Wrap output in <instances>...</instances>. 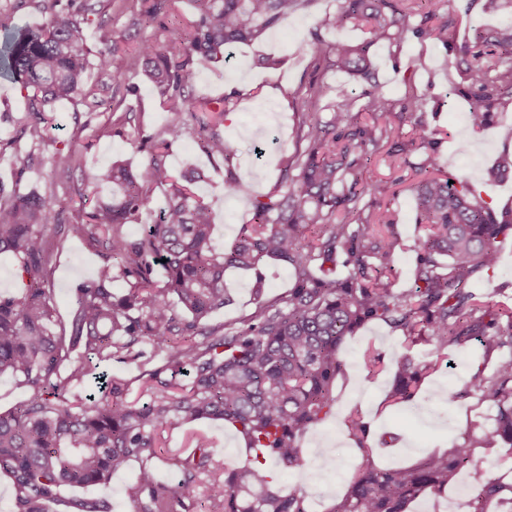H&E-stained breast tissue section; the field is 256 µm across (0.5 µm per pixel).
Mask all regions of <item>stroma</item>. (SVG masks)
Listing matches in <instances>:
<instances>
[{
    "label": "stroma",
    "instance_id": "obj_1",
    "mask_svg": "<svg viewBox=\"0 0 512 512\" xmlns=\"http://www.w3.org/2000/svg\"><path fill=\"white\" fill-rule=\"evenodd\" d=\"M343 0H302L299 7L279 27L269 31L262 42L238 44L230 59H213L196 65L189 91L194 101L225 98L230 108L218 131L234 150L231 166L207 157L200 147L194 126H187L172 143L167 163L174 171L187 168L204 170L206 177L197 192L214 213L213 245L217 251L229 250L240 225L250 223L252 198L273 192L280 182L296 187L299 163L305 144L299 138V116L303 97L313 87L325 86L322 118L344 104L345 96H358L365 83L345 73L314 70L312 49L321 41L363 42L364 29L347 26L329 29L325 20L334 16ZM131 0L124 12L106 17L90 16L84 25L87 43L96 40L99 21L113 28L130 30L123 44L132 51L137 41L156 35L155 27H132V13L138 10ZM422 12L423 33L413 34L402 46L386 42L370 49L375 79L386 97L403 106L411 96L422 100L418 112L390 114L385 121L391 127L389 139L383 140L361 168L364 180L374 183L375 193L360 196L350 208L354 217L373 224L391 225L398 240L392 280L394 291L414 288L416 247L425 233L416 222L415 187L424 175L419 164L424 153L436 151L442 173L461 176L481 193L496 216L512 212V174L494 180L490 171L503 158H512V101L505 99L492 109L491 120L482 130H474L466 116L469 100L457 89L461 84L460 61L473 44L475 25L495 26L503 15L485 12L483 0H425ZM446 18L452 40L442 45L428 36L433 16ZM278 57L279 65H261L262 57ZM134 94L124 97L119 109L128 120L120 128L112 126L111 110L86 112L69 102L55 103L46 115L44 135L35 143L21 137L20 131L32 118L27 98L19 85L0 81V192L25 194L53 189L60 200L55 215L59 224H80L85 220L84 200L90 195L96 178L114 161L139 166L148 157L152 143L164 139L166 114L153 83L142 72L130 77ZM426 126V136H419L416 122ZM75 149L82 165L70 176L53 177L46 160L55 150ZM397 151L398 167H388V151ZM234 173L248 183L250 192L240 197L224 193V178ZM499 261L474 282L488 299L512 306V231L499 236L495 243ZM102 258L76 238L63 241L54 260L55 303L61 322H68L72 309V290L79 282L93 277ZM253 272L229 269L224 273L228 300L220 312L221 321L231 327L250 315L255 307ZM380 359V369L369 374L365 355ZM419 361L435 362L425 373L412 400L387 403L394 378L395 364L403 355ZM344 362L333 387L336 403L324 422L302 439L308 455L305 471L277 474L276 485L283 490L300 489L306 495L308 512H331L344 496L349 478L361 461L356 440L349 434L345 419L358 411L367 426V443L374 450L380 467L410 466L429 453L444 451L463 442L471 425L489 431L495 426L497 409L479 397L463 394L465 382L478 367L470 347H452L447 357L435 360L425 343L410 346L401 330L379 320L360 326L346 338L340 351ZM208 436L218 459L227 471L241 470L250 453L242 438L220 421H202L178 427L167 433L166 445L172 452L185 448L188 434ZM329 444L337 465L326 466L318 455L322 444ZM137 464L115 472L103 485L77 489L76 499H103L112 512H134L124 489L133 479ZM491 480L512 485V445L476 449L472 464L448 487L430 491L413 503L411 512H447L449 502L467 498L461 512H472L471 499L481 486Z\"/></svg>",
    "mask_w": 512,
    "mask_h": 512
}]
</instances>
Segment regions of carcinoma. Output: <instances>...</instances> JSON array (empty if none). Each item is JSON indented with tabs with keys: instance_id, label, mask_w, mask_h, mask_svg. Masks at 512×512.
Here are the masks:
<instances>
[{
	"instance_id": "1",
	"label": "carcinoma",
	"mask_w": 512,
	"mask_h": 512,
	"mask_svg": "<svg viewBox=\"0 0 512 512\" xmlns=\"http://www.w3.org/2000/svg\"><path fill=\"white\" fill-rule=\"evenodd\" d=\"M169 2L141 0L131 26L151 22L166 28L160 13ZM195 2L196 16L181 29L179 45L167 49L146 39L131 57L122 54L125 32L100 23L92 49L82 27L86 15L112 5L120 10L122 0H84L82 16L53 2L40 26L6 29L0 36V80L31 91L28 109L37 122L24 128L30 140L43 138L44 112L57 101L96 112L108 104L105 91L132 92L127 76L139 65L159 89L168 135L145 163L134 168L117 161L98 178L112 193L96 201L82 224L53 223L58 200L51 192L0 196V254L14 255L20 282L17 293L0 294V374L13 377L25 393L15 407L0 412V472L12 483L13 512H49V505L61 502L76 512H110L104 502L74 500L68 493L104 484L131 462L139 469L125 497L135 512H190L201 474L209 477L208 512H307L304 492H283L272 469H306L302 438L331 413L333 384L343 367L341 346L356 328L369 320L388 322L410 343L430 344L436 356L475 342L487 361L494 351L512 347V309L492 305L468 288L476 274L496 265L495 240L512 223L498 220L467 179L437 176L439 156L427 153L423 168L432 177L416 186L417 221L427 228L417 249L416 288L393 292L395 238L374 224L353 229L336 220L340 206L376 190L362 179L360 160L388 129L365 124L343 131V107L322 121L320 87L302 100L299 128L306 147L298 189L284 181L280 189L255 197L252 223L241 226L228 251L215 250L212 210L194 191L202 174L176 176L165 162L190 119L208 156L223 162L233 156L212 122L226 109L190 111L193 66L276 28L300 0ZM421 2L343 0L328 25L366 27L368 38L357 45L336 40L314 48L315 69L334 67L369 78L375 43L400 45L420 32L415 17ZM473 39L489 47L462 69L469 124L481 129L493 102L512 98V20L476 26ZM90 67L111 84L89 83ZM362 96L367 112L394 110L374 86ZM47 164L53 176L62 177L80 165V156L73 149L57 150ZM158 186L168 187V194L156 222L131 236L127 226L139 223ZM70 237L100 252L104 263L74 289L73 313L62 325L55 319L54 257ZM342 255L352 272L341 282L332 274ZM372 258L378 266L371 275ZM269 260L294 270L296 285L288 294L258 301L237 327L210 321L224 309V269L255 271L260 296V267ZM317 269L323 275H316ZM119 278L126 284L120 295L112 292ZM76 352L82 356L77 362ZM149 354L163 356V364L144 371L148 402L129 401V382L108 373L100 375L101 398L85 392L91 364H143ZM426 368L410 356L399 359L392 398L413 397ZM184 372L189 380L181 384L176 376ZM464 390L498 407L495 429L471 434L409 467H378L365 446V424L350 415L347 426L362 463L330 512H408L423 492L448 485L465 470L475 449L512 444V356L499 359L489 374L471 375ZM199 419L232 426L251 453L249 465L226 472L202 435L189 439L190 452L163 456L166 429ZM159 461L181 474L177 488L159 479ZM506 492L512 493V485L487 482L473 512H485L488 501Z\"/></svg>"
}]
</instances>
